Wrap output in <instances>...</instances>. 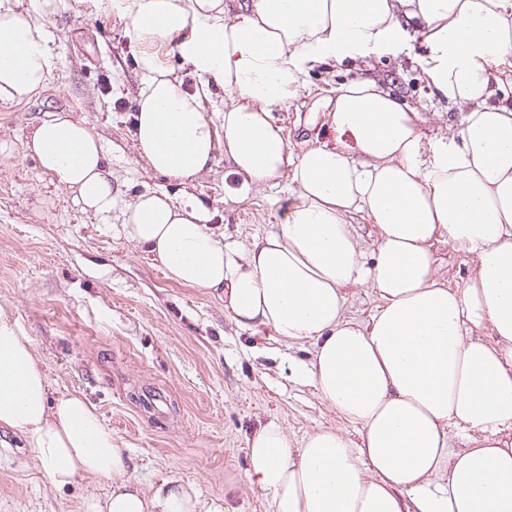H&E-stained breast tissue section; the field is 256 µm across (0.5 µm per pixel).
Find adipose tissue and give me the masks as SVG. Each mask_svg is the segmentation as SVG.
I'll list each match as a JSON object with an SVG mask.
<instances>
[{
	"label": "adipose tissue",
	"mask_w": 512,
	"mask_h": 512,
	"mask_svg": "<svg viewBox=\"0 0 512 512\" xmlns=\"http://www.w3.org/2000/svg\"><path fill=\"white\" fill-rule=\"evenodd\" d=\"M0 0V101L44 86L56 57L41 28ZM144 87L133 116L140 155L178 182L224 154L243 190L290 176L297 191L245 264L208 232L201 205L137 195L126 238L166 275L223 297L241 326L310 341L301 367L357 439L324 430L293 443L276 424L253 433L248 478L271 512H512V0H123ZM419 63L459 130L428 140L416 115L375 82L325 98L339 142L291 155L271 117L308 71L384 53L408 26ZM171 43L200 77L195 92L150 47ZM222 88L218 118L203 100ZM84 211L115 191L89 123L48 113L26 143ZM375 235L364 256L361 222ZM472 256L463 286L437 274L438 248ZM379 300L368 322L345 314L347 290ZM472 436L450 448L449 426ZM18 433L58 488L93 475L112 484L105 512H197L196 488L173 479L146 494L125 449L80 395L52 397L32 340L0 313V428ZM446 484H437L440 474Z\"/></svg>",
	"instance_id": "adipose-tissue-1"
}]
</instances>
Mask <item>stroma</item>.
Listing matches in <instances>:
<instances>
[{"label": "stroma", "instance_id": "stroma-1", "mask_svg": "<svg viewBox=\"0 0 512 512\" xmlns=\"http://www.w3.org/2000/svg\"><path fill=\"white\" fill-rule=\"evenodd\" d=\"M19 4L57 67L28 99L0 102V312L31 337L53 393L80 394L95 408L145 492L176 479L197 488L200 512H271L247 478L254 432L273 422L293 441L322 429L357 435L297 371L313 343L237 325L222 299L167 277L122 224L148 190L177 205L199 201L210 232L240 261L279 223L291 183L237 199L241 179L221 156L190 182L154 172L134 139L142 83L128 16L106 0ZM420 38L414 31L384 54L310 71L291 106L272 113L291 151L334 143L317 102L349 81L377 82L418 113L425 136H447V106L416 60ZM50 112L86 119L99 136L116 190L108 215L84 212L27 151ZM111 489L92 476L55 488L32 449L0 430V512H93Z\"/></svg>", "mask_w": 512, "mask_h": 512}]
</instances>
